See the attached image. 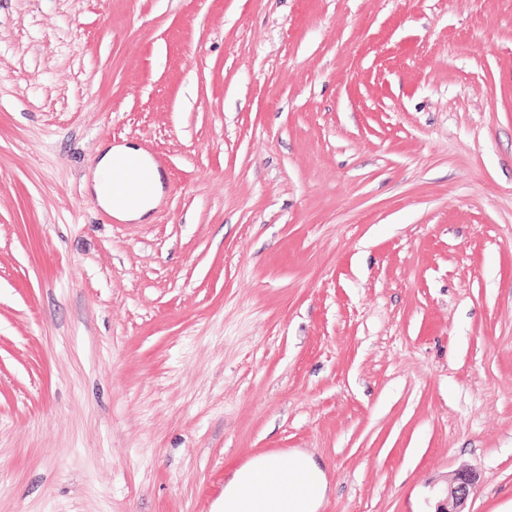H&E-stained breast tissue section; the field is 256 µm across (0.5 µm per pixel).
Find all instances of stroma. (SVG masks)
Wrapping results in <instances>:
<instances>
[{
  "mask_svg": "<svg viewBox=\"0 0 512 512\" xmlns=\"http://www.w3.org/2000/svg\"><path fill=\"white\" fill-rule=\"evenodd\" d=\"M295 450L320 512H512V0H0V512ZM117 156H123L130 161H135L144 166L151 165L149 159L141 150L133 146L111 148L100 159L93 176L91 190L95 194L99 205L118 220L144 221L157 206L162 196L160 176L158 174L155 176V190L153 195L147 198L139 207L128 209L122 204L120 194L113 190L121 178L119 174H113V166ZM129 177L136 184V189L133 192H125L121 186H118V188L123 203L127 207L133 208L152 192L153 177L151 171L147 168H139L132 175H129ZM477 475L470 470H460L448 482L443 507L436 512H467L464 511L467 500L473 493L477 483Z\"/></svg>",
  "mask_w": 512,
  "mask_h": 512,
  "instance_id": "obj_1",
  "label": "stroma"
}]
</instances>
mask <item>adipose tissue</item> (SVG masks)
<instances>
[{"mask_svg":"<svg viewBox=\"0 0 512 512\" xmlns=\"http://www.w3.org/2000/svg\"><path fill=\"white\" fill-rule=\"evenodd\" d=\"M141 165L148 158L132 146H120L107 151L93 176L91 190L99 205L121 221H143L157 206L161 191H154L139 207H124L115 186L117 175L113 166L117 157ZM302 484H295V476ZM329 490V481L322 467L309 455L296 451L284 457L260 454L234 469L224 483L221 512H319Z\"/></svg>","mask_w":512,"mask_h":512,"instance_id":"obj_1","label":"adipose tissue"}]
</instances>
